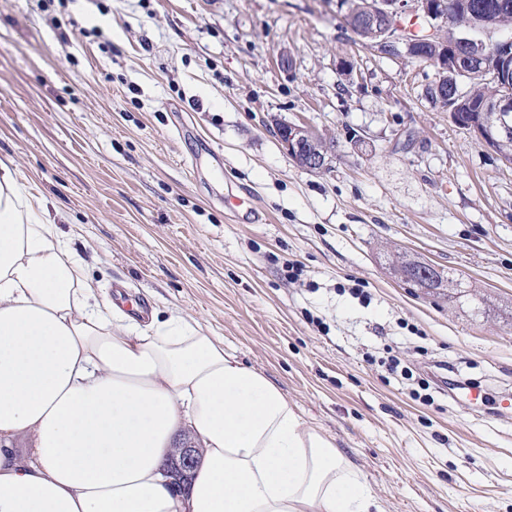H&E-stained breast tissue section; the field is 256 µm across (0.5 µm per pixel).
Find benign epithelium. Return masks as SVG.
Returning a JSON list of instances; mask_svg holds the SVG:
<instances>
[{
    "label": "benign epithelium",
    "mask_w": 512,
    "mask_h": 512,
    "mask_svg": "<svg viewBox=\"0 0 512 512\" xmlns=\"http://www.w3.org/2000/svg\"><path fill=\"white\" fill-rule=\"evenodd\" d=\"M411 12L418 14L428 22L429 40L427 43L440 52L439 69L443 73L452 72L458 77L467 75L461 68V61L456 47L480 42L473 33L463 30L447 36L450 24L447 5L444 0H370L363 18L365 27L375 31L380 39L378 44L389 43L395 53L412 47V42L402 37L396 29L395 22L399 17ZM495 50L486 54L480 50L470 52L473 62L481 64L480 71L488 80L501 87L512 86V42H494ZM439 100L447 101L445 107L453 121L462 123L456 108L460 106L463 92L459 82H454L451 93L437 91ZM491 109L498 113V122L494 126H484L476 119H471L466 125L474 130L480 141L491 146L501 136L512 133V96L506 94L488 103ZM279 142L285 153L298 165L310 172L321 171L329 165L330 157L319 150L318 145L325 143L323 137L305 126L288 122H279ZM198 460V449L186 443L178 451L174 465L186 474L194 468Z\"/></svg>",
    "instance_id": "obj_1"
}]
</instances>
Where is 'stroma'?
I'll use <instances>...</instances> for the list:
<instances>
[{
    "mask_svg": "<svg viewBox=\"0 0 512 512\" xmlns=\"http://www.w3.org/2000/svg\"><path fill=\"white\" fill-rule=\"evenodd\" d=\"M345 12L0 0V157L66 214L100 299L223 337L384 512H512V409H467L444 382L512 396V164L426 100L429 63L363 46ZM279 119L333 142L327 169L288 157ZM394 249L481 300L402 283ZM389 354L429 399L381 367Z\"/></svg>",
    "mask_w": 512,
    "mask_h": 512,
    "instance_id": "1",
    "label": "stroma"
}]
</instances>
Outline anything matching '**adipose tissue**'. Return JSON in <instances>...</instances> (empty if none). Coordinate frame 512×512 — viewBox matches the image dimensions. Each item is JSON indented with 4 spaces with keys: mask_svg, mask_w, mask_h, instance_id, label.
Masks as SVG:
<instances>
[{
    "mask_svg": "<svg viewBox=\"0 0 512 512\" xmlns=\"http://www.w3.org/2000/svg\"><path fill=\"white\" fill-rule=\"evenodd\" d=\"M49 205L0 158V512H383L222 337L100 300ZM185 428L202 458L180 492L163 462Z\"/></svg>",
    "mask_w": 512,
    "mask_h": 512,
    "instance_id": "ef3b65f1",
    "label": "adipose tissue"
}]
</instances>
